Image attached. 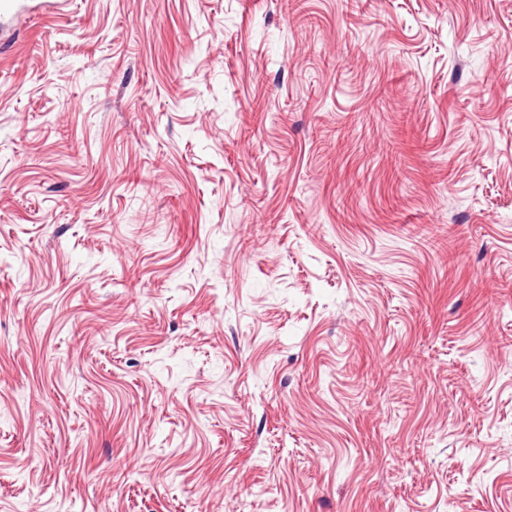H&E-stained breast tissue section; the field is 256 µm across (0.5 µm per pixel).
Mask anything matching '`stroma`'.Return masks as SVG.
<instances>
[{
    "mask_svg": "<svg viewBox=\"0 0 512 512\" xmlns=\"http://www.w3.org/2000/svg\"><path fill=\"white\" fill-rule=\"evenodd\" d=\"M0 512H512V0L0 31Z\"/></svg>",
    "mask_w": 512,
    "mask_h": 512,
    "instance_id": "obj_1",
    "label": "stroma"
}]
</instances>
